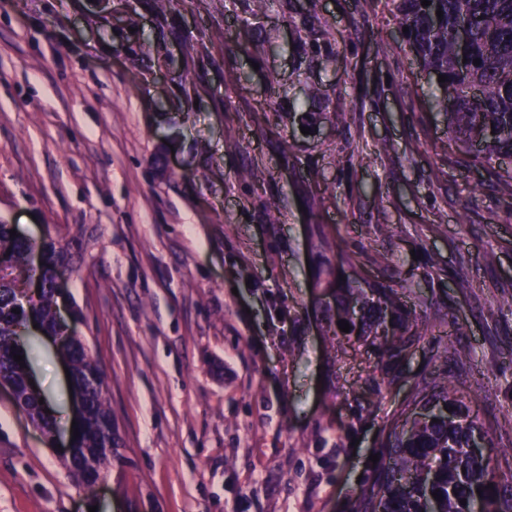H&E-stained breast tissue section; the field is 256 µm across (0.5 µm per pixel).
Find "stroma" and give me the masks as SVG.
Listing matches in <instances>:
<instances>
[{
  "mask_svg": "<svg viewBox=\"0 0 512 512\" xmlns=\"http://www.w3.org/2000/svg\"><path fill=\"white\" fill-rule=\"evenodd\" d=\"M244 9L170 12L150 58V0H0V222L79 255L68 305L123 443L88 495L1 390L0 512H361L371 455L434 380L464 393L512 478V199L449 147L393 0H288L250 27ZM253 166L262 181L242 178ZM340 251L347 277H394L446 317L394 377L326 333L307 266ZM34 340L67 428L65 363Z\"/></svg>",
  "mask_w": 512,
  "mask_h": 512,
  "instance_id": "obj_1",
  "label": "stroma"
}]
</instances>
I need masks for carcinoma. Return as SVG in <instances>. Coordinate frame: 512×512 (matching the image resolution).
Listing matches in <instances>:
<instances>
[{
	"label": "carcinoma",
	"instance_id": "obj_1",
	"mask_svg": "<svg viewBox=\"0 0 512 512\" xmlns=\"http://www.w3.org/2000/svg\"><path fill=\"white\" fill-rule=\"evenodd\" d=\"M282 0H246L248 13L257 18ZM396 0L400 26L408 27L403 42L415 53L422 67L445 76L437 83L433 98L448 119V140L469 167H494L500 159L512 160V0ZM442 17L436 16V10ZM466 25L468 38L460 44L456 30ZM468 68L461 70L460 55ZM480 59V65L473 60ZM10 224H0V248L8 251L12 268L30 270L32 256L40 253L39 272L43 288L30 310L16 303L18 279L0 277V374L13 381L20 391L23 411L45 431L54 433V423L41 415L40 397L25 395L27 369L14 361L25 355L20 332L30 317L37 316L48 335L63 327L55 317L59 292L53 271L71 264L74 254L50 239L38 245L20 236H10ZM403 286L398 281L377 282L357 288L348 281L336 287L328 310L333 335L341 334L337 322L345 320L347 337L370 344L378 366L385 375L395 372L406 353L419 341L423 315L406 308ZM19 313H14V310ZM71 374L85 394V414L76 422L79 436L71 441L74 456L70 469L84 482L100 475L91 463L99 460L107 447H121L114 417L107 405V383L103 370L75 339L68 351ZM449 407L445 413L421 416L433 403ZM464 396L440 382H426L404 402L406 416L401 429H392L386 438L388 465L363 490L362 512H426L434 505L438 512H474L476 490H481V512H512V485L494 479L496 449L486 455L468 452L471 435L479 423L460 416ZM493 488H488V484ZM442 496L436 500L432 493ZM466 504H461V500Z\"/></svg>",
	"mask_w": 512,
	"mask_h": 512
}]
</instances>
